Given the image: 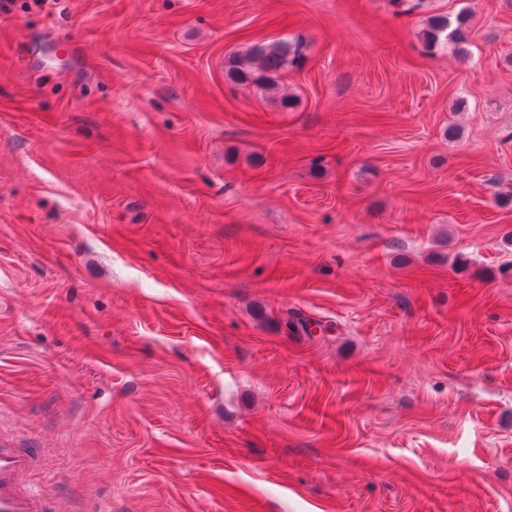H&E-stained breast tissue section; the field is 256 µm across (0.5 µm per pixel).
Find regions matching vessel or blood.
Segmentation results:
<instances>
[{"instance_id": "b4317fda", "label": "vessel or blood", "mask_w": 512, "mask_h": 512, "mask_svg": "<svg viewBox=\"0 0 512 512\" xmlns=\"http://www.w3.org/2000/svg\"><path fill=\"white\" fill-rule=\"evenodd\" d=\"M37 457L34 448L0 445V512H56L52 499L26 482Z\"/></svg>"}]
</instances>
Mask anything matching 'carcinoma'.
<instances>
[{"label": "carcinoma", "instance_id": "obj_1", "mask_svg": "<svg viewBox=\"0 0 512 512\" xmlns=\"http://www.w3.org/2000/svg\"><path fill=\"white\" fill-rule=\"evenodd\" d=\"M467 13L462 12L451 21L446 15H432L423 30L427 47L441 45L455 53L463 54L466 41L463 26ZM303 57V43L299 39H283L273 43L254 44L245 52L229 56L224 61V75L227 80L254 85L272 95L283 108H290L294 100L280 88L282 75Z\"/></svg>", "mask_w": 512, "mask_h": 512}]
</instances>
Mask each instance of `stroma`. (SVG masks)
I'll return each instance as SVG.
<instances>
[{
    "instance_id": "stroma-1",
    "label": "stroma",
    "mask_w": 512,
    "mask_h": 512,
    "mask_svg": "<svg viewBox=\"0 0 512 512\" xmlns=\"http://www.w3.org/2000/svg\"><path fill=\"white\" fill-rule=\"evenodd\" d=\"M286 36L293 109L225 79ZM1 441L93 512H512V0L1 12ZM468 16L466 12H462L456 16L454 27L447 15H432L427 19L426 28L423 30V40L428 48L441 45L450 47L453 52L464 54L465 49L462 44L466 38L463 32V26Z\"/></svg>"
}]
</instances>
